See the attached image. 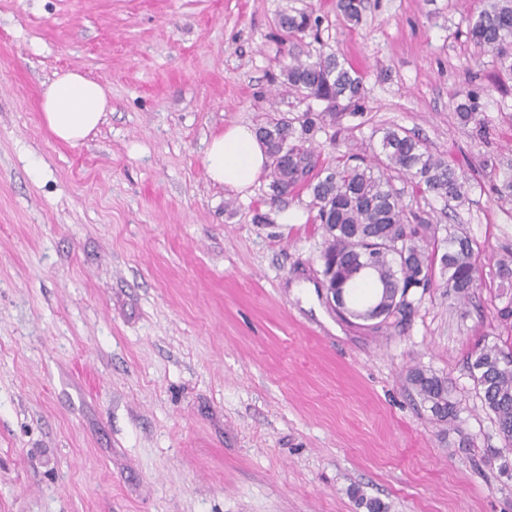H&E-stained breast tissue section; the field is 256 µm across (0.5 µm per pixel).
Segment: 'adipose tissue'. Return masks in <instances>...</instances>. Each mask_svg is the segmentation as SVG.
<instances>
[{
  "label": "adipose tissue",
  "mask_w": 512,
  "mask_h": 512,
  "mask_svg": "<svg viewBox=\"0 0 512 512\" xmlns=\"http://www.w3.org/2000/svg\"><path fill=\"white\" fill-rule=\"evenodd\" d=\"M107 109L104 89L74 72L56 77L43 92L42 111L47 128L58 140L70 145L84 140ZM267 161L266 147L251 129L230 125L211 138L204 165L214 184L242 192L264 173Z\"/></svg>",
  "instance_id": "ef3b65f1"
}]
</instances>
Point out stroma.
<instances>
[{
  "label": "stroma",
  "instance_id": "obj_1",
  "mask_svg": "<svg viewBox=\"0 0 512 512\" xmlns=\"http://www.w3.org/2000/svg\"><path fill=\"white\" fill-rule=\"evenodd\" d=\"M0 0V512H512V453L469 369L512 346V75L466 35L477 0ZM321 39L364 77L368 120L318 135L328 164L398 126L455 166L462 200L394 174L408 210L481 247L480 286L441 275L374 326L322 286L311 196L213 185L231 124L303 106L281 84ZM76 72L110 107L78 145L46 127L42 91ZM479 90L484 132L455 94ZM448 382L442 422L406 382Z\"/></svg>",
  "mask_w": 512,
  "mask_h": 512
}]
</instances>
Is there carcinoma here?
Wrapping results in <instances>:
<instances>
[{
	"mask_svg": "<svg viewBox=\"0 0 512 512\" xmlns=\"http://www.w3.org/2000/svg\"><path fill=\"white\" fill-rule=\"evenodd\" d=\"M336 10L357 25L364 2L336 0ZM321 23L320 17L304 10L280 20L287 34L311 36L319 44L306 59L295 57L283 67L282 85L300 100L325 107L268 116L256 127L267 147L265 178L272 196L281 197L298 186L310 191L316 210L313 223L321 226L325 238L323 287L334 291L341 313L364 322L404 316L412 290L431 287L437 265L448 295L469 297L477 287L479 245L462 233L438 238L433 225L405 210L389 175L409 174L416 187L458 200L464 196V182L447 161L401 129L387 127L374 160L353 153L341 166L319 165L317 135L346 117H365L362 76L336 53L324 51ZM467 35L479 47L500 52L511 48L512 0H489L470 18ZM456 111L463 126L481 125L479 92L463 94ZM471 357L475 389L494 416L504 450L512 451V348L487 343L476 346ZM407 380L437 418L454 417L447 380L422 369L411 370Z\"/></svg>",
	"mask_w": 512,
	"mask_h": 512,
	"instance_id": "cac0c4a2",
	"label": "carcinoma"
}]
</instances>
